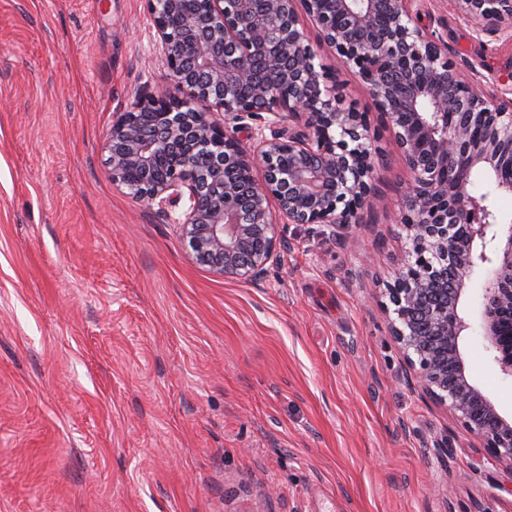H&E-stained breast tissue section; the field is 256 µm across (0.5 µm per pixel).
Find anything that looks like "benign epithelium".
<instances>
[{
	"instance_id": "benign-epithelium-1",
	"label": "benign epithelium",
	"mask_w": 512,
	"mask_h": 512,
	"mask_svg": "<svg viewBox=\"0 0 512 512\" xmlns=\"http://www.w3.org/2000/svg\"><path fill=\"white\" fill-rule=\"evenodd\" d=\"M415 0H148L155 43L179 95L148 94L116 113L105 138L112 185L177 226L197 262L258 282L280 258L270 210L331 235L376 204L367 115L343 105L315 63L306 22L357 73L414 175L403 190L405 257L381 292L407 381L445 407L489 456L512 470V416L469 375L461 302L475 270L490 273L481 328L512 378L502 318L512 312V225L492 196L512 193V98L487 94L420 25ZM479 32L512 34V0H455ZM204 109H198V106ZM300 131L252 133L260 113ZM234 132H229L228 125ZM489 178L481 199L471 180Z\"/></svg>"
}]
</instances>
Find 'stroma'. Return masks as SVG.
Segmentation results:
<instances>
[{"mask_svg": "<svg viewBox=\"0 0 512 512\" xmlns=\"http://www.w3.org/2000/svg\"><path fill=\"white\" fill-rule=\"evenodd\" d=\"M414 7L512 95L511 38L454 0ZM153 35L147 0H0V512H512V470L410 388L376 301L412 175L363 83L313 41L369 115L377 205L339 239L279 224L266 278L227 280L105 175L114 113L175 90ZM488 277L461 345L510 414L479 327Z\"/></svg>", "mask_w": 512, "mask_h": 512, "instance_id": "obj_1", "label": "stroma"}]
</instances>
